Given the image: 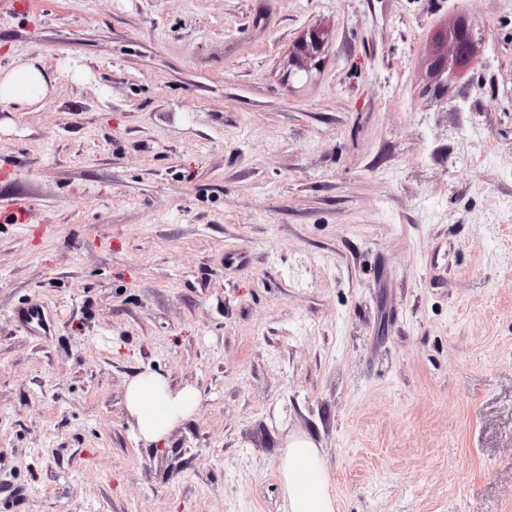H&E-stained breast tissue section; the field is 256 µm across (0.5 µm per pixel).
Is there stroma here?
I'll use <instances>...</instances> for the list:
<instances>
[{
	"label": "stroma",
	"mask_w": 512,
	"mask_h": 512,
	"mask_svg": "<svg viewBox=\"0 0 512 512\" xmlns=\"http://www.w3.org/2000/svg\"><path fill=\"white\" fill-rule=\"evenodd\" d=\"M460 20L469 66L433 72ZM28 61L49 95L0 106L25 512H283L297 433L336 512H512V0H0V71ZM145 369L201 394L157 448Z\"/></svg>",
	"instance_id": "obj_1"
}]
</instances>
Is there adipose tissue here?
Masks as SVG:
<instances>
[{
	"label": "adipose tissue",
	"instance_id": "obj_1",
	"mask_svg": "<svg viewBox=\"0 0 512 512\" xmlns=\"http://www.w3.org/2000/svg\"><path fill=\"white\" fill-rule=\"evenodd\" d=\"M52 78L37 63L0 74V105L25 106L48 95ZM200 404L196 388H176L157 372L135 374L125 390L124 407L134 439L159 445L190 418ZM285 500L284 512H336V501L327 488V467L312 438L291 439L279 459Z\"/></svg>",
	"mask_w": 512,
	"mask_h": 512
}]
</instances>
